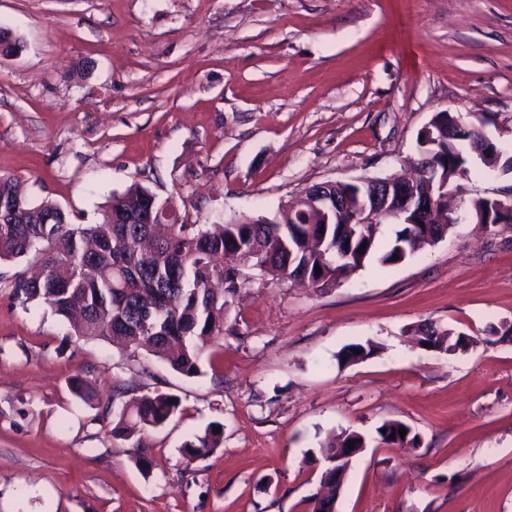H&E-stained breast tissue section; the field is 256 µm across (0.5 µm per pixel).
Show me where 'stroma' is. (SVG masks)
I'll list each match as a JSON object with an SVG mask.
<instances>
[{
	"mask_svg": "<svg viewBox=\"0 0 512 512\" xmlns=\"http://www.w3.org/2000/svg\"><path fill=\"white\" fill-rule=\"evenodd\" d=\"M0 27L22 44L0 56V174L75 224L134 184L188 224L269 217L313 184L403 172L448 109L512 150V0H0ZM26 267L0 261V512H312L346 429L369 444L338 512H512V342L489 333L512 324V228L461 215L326 293L253 284L192 378L76 338L16 297ZM424 323L472 343L427 350ZM153 391L179 397L173 419L114 437ZM389 420L419 447L380 443ZM214 422L222 448L187 462Z\"/></svg>",
	"mask_w": 512,
	"mask_h": 512,
	"instance_id": "obj_1",
	"label": "stroma"
}]
</instances>
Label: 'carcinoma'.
Instances as JSON below:
<instances>
[{
    "instance_id": "1",
    "label": "carcinoma",
    "mask_w": 512,
    "mask_h": 512,
    "mask_svg": "<svg viewBox=\"0 0 512 512\" xmlns=\"http://www.w3.org/2000/svg\"><path fill=\"white\" fill-rule=\"evenodd\" d=\"M434 145L427 148L429 163L438 178L453 184L469 174L460 159L478 133L468 115L438 112L430 120ZM8 213L0 212V261L33 257L42 268L37 278L20 276L15 293L24 301H38L55 315L68 318L77 312L75 336L84 340L123 341L132 351L167 363L187 377L200 374L206 350L224 337V314L241 290L254 280L268 278L285 283L298 274L311 287L328 291L376 262L391 266L446 238L457 219L444 203L428 212L423 222L412 223L383 214L374 224H325L311 212L284 204L273 214L274 224L240 217L226 224H186L179 215L160 224H140L144 211L158 217L169 205L148 188L134 184L114 195L96 224H73L54 202L32 203L12 176L0 175V199ZM396 226L384 250H379L381 228ZM235 253L244 264L262 265L255 275L242 269L224 271L217 257ZM321 273H315V268ZM421 342L443 352L467 347L464 334L425 325ZM359 353H354V350ZM376 352L368 343L350 344L338 363H354ZM174 394L154 392L131 399L123 406L112 434L129 440L164 426L178 412ZM379 434L384 444L420 446L419 434L400 421H386ZM407 434L400 435V429ZM395 438H390V435ZM360 446L365 436L343 431L326 445L324 459L334 460L348 441ZM223 434L209 426L181 452L187 461L212 454L221 447ZM344 469L323 475L327 494L315 496L312 512H325L343 485Z\"/></svg>"
}]
</instances>
